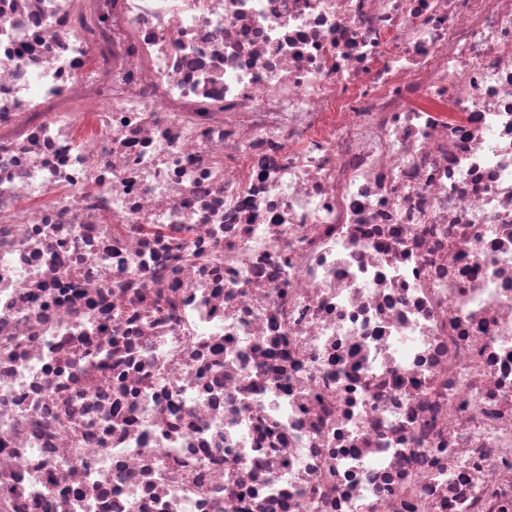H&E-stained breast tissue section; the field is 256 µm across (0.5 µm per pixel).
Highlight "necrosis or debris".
<instances>
[{
  "label": "necrosis or debris",
  "mask_w": 512,
  "mask_h": 512,
  "mask_svg": "<svg viewBox=\"0 0 512 512\" xmlns=\"http://www.w3.org/2000/svg\"><path fill=\"white\" fill-rule=\"evenodd\" d=\"M0 512H512V0H0Z\"/></svg>",
  "instance_id": "4bbe7bcc"
}]
</instances>
